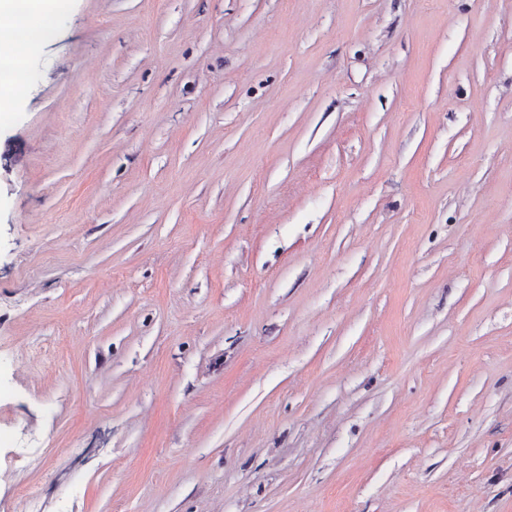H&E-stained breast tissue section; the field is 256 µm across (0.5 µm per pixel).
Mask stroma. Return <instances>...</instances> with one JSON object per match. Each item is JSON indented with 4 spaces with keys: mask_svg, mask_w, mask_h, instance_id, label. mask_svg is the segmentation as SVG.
I'll return each instance as SVG.
<instances>
[{
    "mask_svg": "<svg viewBox=\"0 0 512 512\" xmlns=\"http://www.w3.org/2000/svg\"><path fill=\"white\" fill-rule=\"evenodd\" d=\"M0 116V512H512V0H66Z\"/></svg>",
    "mask_w": 512,
    "mask_h": 512,
    "instance_id": "35a3bbf8",
    "label": "stroma"
}]
</instances>
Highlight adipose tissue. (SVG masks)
I'll list each match as a JSON object with an SVG mask.
<instances>
[{"mask_svg": "<svg viewBox=\"0 0 512 512\" xmlns=\"http://www.w3.org/2000/svg\"><path fill=\"white\" fill-rule=\"evenodd\" d=\"M59 0H0V14L12 16V27L0 30V112L10 111L16 88L8 74L25 66L30 47L46 36Z\"/></svg>", "mask_w": 512, "mask_h": 512, "instance_id": "ef3b65f1", "label": "adipose tissue"}]
</instances>
